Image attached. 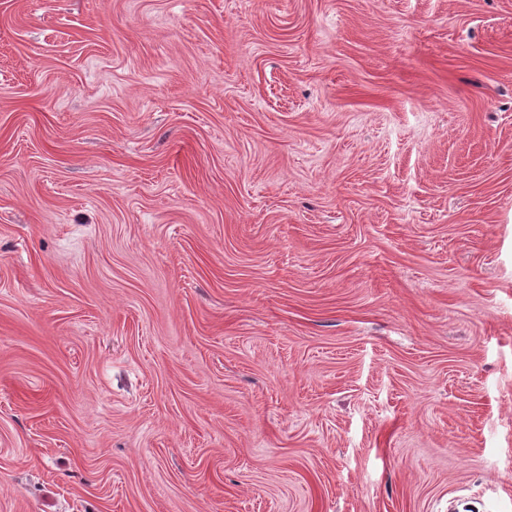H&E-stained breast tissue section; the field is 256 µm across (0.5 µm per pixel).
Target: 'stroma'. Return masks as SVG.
I'll return each mask as SVG.
<instances>
[{
	"label": "stroma",
	"mask_w": 512,
	"mask_h": 512,
	"mask_svg": "<svg viewBox=\"0 0 512 512\" xmlns=\"http://www.w3.org/2000/svg\"><path fill=\"white\" fill-rule=\"evenodd\" d=\"M512 512V0H0V512Z\"/></svg>",
	"instance_id": "obj_1"
}]
</instances>
